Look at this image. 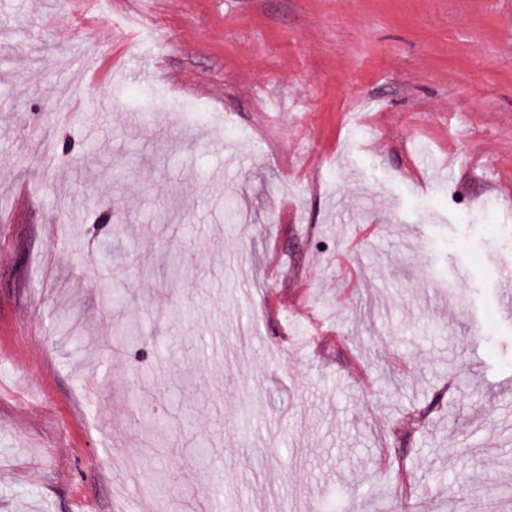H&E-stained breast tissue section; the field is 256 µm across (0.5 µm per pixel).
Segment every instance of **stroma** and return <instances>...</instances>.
Returning a JSON list of instances; mask_svg holds the SVG:
<instances>
[{
    "label": "stroma",
    "instance_id": "obj_1",
    "mask_svg": "<svg viewBox=\"0 0 512 512\" xmlns=\"http://www.w3.org/2000/svg\"><path fill=\"white\" fill-rule=\"evenodd\" d=\"M505 262L512 0H0V512H512Z\"/></svg>",
    "mask_w": 512,
    "mask_h": 512
}]
</instances>
